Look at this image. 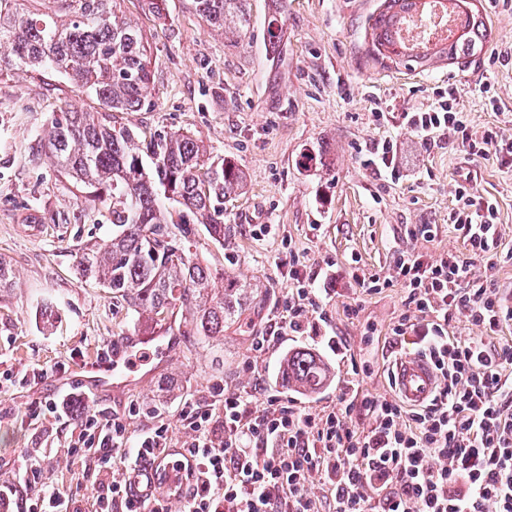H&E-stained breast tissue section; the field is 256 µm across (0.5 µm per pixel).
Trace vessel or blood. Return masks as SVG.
<instances>
[{"label": "vessel or blood", "instance_id": "1", "mask_svg": "<svg viewBox=\"0 0 512 512\" xmlns=\"http://www.w3.org/2000/svg\"><path fill=\"white\" fill-rule=\"evenodd\" d=\"M172 347V340L163 336L137 334L125 337L122 345L113 351L110 362H102L95 354H88L82 366L84 374L81 381L94 390L112 383H127L133 379L140 364L152 359L154 353H168ZM389 375L396 397L410 406L426 404L438 385L431 365L414 353L398 354Z\"/></svg>", "mask_w": 512, "mask_h": 512}]
</instances>
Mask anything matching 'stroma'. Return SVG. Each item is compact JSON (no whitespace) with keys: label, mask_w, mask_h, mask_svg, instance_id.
<instances>
[{"label":"stroma","mask_w":512,"mask_h":512,"mask_svg":"<svg viewBox=\"0 0 512 512\" xmlns=\"http://www.w3.org/2000/svg\"><path fill=\"white\" fill-rule=\"evenodd\" d=\"M488 28L482 51L428 71L381 63L366 54L370 16L381 0H249L252 26L241 41L224 39L194 15L186 0H167L166 20L144 13L138 0L122 11L151 45L150 105L124 115L145 133L157 130L197 134L212 154L234 158L245 171L243 193L227 205L232 231L224 243L200 232L197 252L204 264L234 273L254 287L248 328H224L223 339L203 342L177 337L172 351L153 358L120 389L97 394L99 407L123 414L139 407L130 434L151 422L147 409L168 424L167 445L180 447L184 431L176 410L186 398H205L213 385L236 390L262 378L256 397L282 393L319 409L336 401L348 364L328 349L315 350L329 373L314 391L282 381L288 353L311 348L288 340L259 353L254 338L280 315L278 303L291 282L276 257L294 252L308 268H332L328 325L357 363L370 371L363 392L391 395L389 362L396 352L390 330L403 310V292L394 285L367 294L357 276L393 273L400 252L438 257L460 254L464 245L448 222L455 187L476 173L479 195L498 203L504 249L512 250V173L490 159L470 160L455 146L421 147L412 134L377 123L372 112L389 101L398 109L430 104L438 88L455 85L459 106L474 133L499 128L512 134V0H472ZM281 12L277 45H268L263 24ZM495 93L499 111H488L486 93ZM75 104L98 111L97 101L54 72L14 71L0 77V257L13 266V287L0 291V481L24 467L25 455L45 458L43 482L77 486L83 507L90 489L78 487L85 469L63 454L71 436L67 420L35 415L34 409L61 392L83 394L75 369L88 352L108 354L121 336L135 333L137 315L111 292L83 276L75 255L92 250L112 234L111 224L24 223V206L36 203L49 214L68 213L82 201V189L58 173L46 156L30 147L50 113ZM397 140V176H376L363 164L372 140ZM314 158L310 167L302 154ZM258 224L273 235L256 239ZM415 224H435L431 241L410 236ZM359 306L358 315L347 312ZM252 361L253 370L243 367ZM44 377H34V370Z\"/></svg>","instance_id":"35a3bbf8"}]
</instances>
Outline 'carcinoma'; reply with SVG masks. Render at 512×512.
<instances>
[{
	"instance_id": "carcinoma-1",
	"label": "carcinoma",
	"mask_w": 512,
	"mask_h": 512,
	"mask_svg": "<svg viewBox=\"0 0 512 512\" xmlns=\"http://www.w3.org/2000/svg\"><path fill=\"white\" fill-rule=\"evenodd\" d=\"M123 0H0V76L11 70L51 69L74 82L103 107L54 112L46 133L32 146L54 160L58 171L86 192L91 208L69 216L33 208L26 223L70 224L94 212L105 214L112 237L75 255L84 276L108 288L144 318L139 332L155 335L168 316L180 314L177 334L213 340L238 321L251 285L203 264L198 227L224 245L226 203L243 189L246 175L233 160L214 158L190 132H156L145 139L122 114L149 105L152 83L149 44L123 18ZM207 26L240 39L250 32L248 0H189ZM458 33L448 42L412 46L400 39L407 17L428 0H381L372 16L368 52L376 59L427 70L437 61L466 59L483 49L485 22L469 0H444ZM182 207L172 223L161 199ZM322 362L297 351L283 361L288 386L316 388Z\"/></svg>"
}]
</instances>
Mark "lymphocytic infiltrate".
I'll list each match as a JSON object with an SVG mask.
<instances>
[{"instance_id": "lymphocytic-infiltrate-1", "label": "lymphocytic infiltrate", "mask_w": 512, "mask_h": 512, "mask_svg": "<svg viewBox=\"0 0 512 512\" xmlns=\"http://www.w3.org/2000/svg\"><path fill=\"white\" fill-rule=\"evenodd\" d=\"M457 95L452 86L428 108L388 107L374 118L409 128L420 146L448 141L467 157H489L512 171V135L491 130L474 137ZM448 219L465 254L402 253L394 277L359 281L369 293L394 282L403 288L392 342L413 340L437 373L439 387L427 405L408 410L390 396L361 393L364 369L356 364L335 405L318 410L276 395L254 406L255 393L265 389L260 379L237 391L218 385L210 397L178 407L182 448L197 469L169 487L144 468L165 450L167 424L154 422L133 437L128 415L88 401L65 453L91 471L93 512H168L173 494L183 498L184 512H512V344L496 340L512 325V300L491 278L501 259L498 205L477 196L468 176L457 185ZM288 277L279 320L256 337L255 351L293 336L345 353L341 338L321 332L329 315L298 256L288 260ZM454 319L480 327L481 335L453 340ZM362 415L371 419L369 429L357 425ZM40 473L39 464L25 467L33 492L24 512H83L72 489L41 483ZM317 484L320 499L311 493Z\"/></svg>"}]
</instances>
